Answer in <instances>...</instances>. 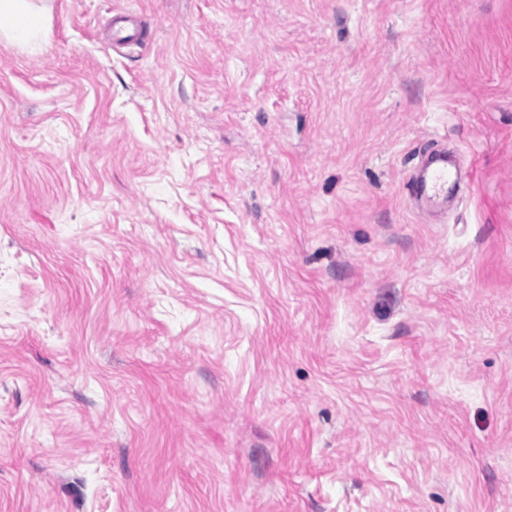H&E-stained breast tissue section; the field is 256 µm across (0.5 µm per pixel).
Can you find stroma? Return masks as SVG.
Segmentation results:
<instances>
[{
  "instance_id": "35a3bbf8",
  "label": "stroma",
  "mask_w": 512,
  "mask_h": 512,
  "mask_svg": "<svg viewBox=\"0 0 512 512\" xmlns=\"http://www.w3.org/2000/svg\"><path fill=\"white\" fill-rule=\"evenodd\" d=\"M33 4L0 512H512V0ZM420 195L426 194L432 198L448 194V157L436 154L431 157L425 171L416 179Z\"/></svg>"
}]
</instances>
